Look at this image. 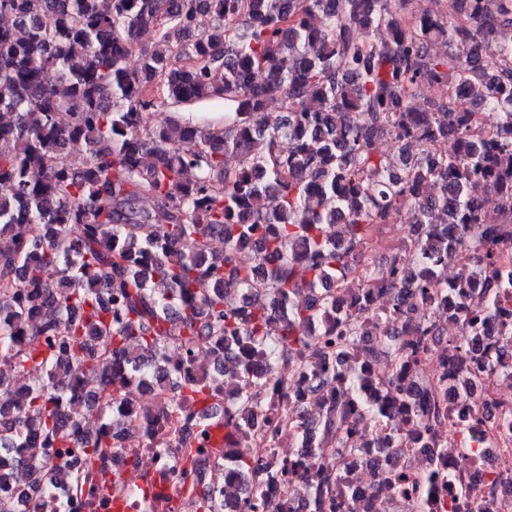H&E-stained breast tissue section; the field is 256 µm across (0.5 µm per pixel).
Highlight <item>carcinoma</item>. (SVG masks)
Here are the masks:
<instances>
[{
    "label": "carcinoma",
    "mask_w": 512,
    "mask_h": 512,
    "mask_svg": "<svg viewBox=\"0 0 512 512\" xmlns=\"http://www.w3.org/2000/svg\"><path fill=\"white\" fill-rule=\"evenodd\" d=\"M438 0H0V512H33L81 478L46 449L74 445L96 462L112 447L113 404L165 371L184 404L168 409L203 426L223 413L224 370L250 383L244 344L271 364L311 348L306 325L336 324L323 355L340 359L368 308L336 314L328 292L352 273L373 230L412 206L408 259L369 270L391 291V311L448 295V310L480 336L512 296V0H462L445 19ZM384 30L374 40L367 34ZM157 48L132 69L134 39ZM445 44L450 52L432 50ZM444 96L423 111L424 84ZM482 103L495 127H473ZM220 100L224 128L157 109ZM281 112L269 121V103ZM388 138L397 153L379 149ZM288 140V150L280 141ZM454 141L450 155L424 147ZM87 153L71 164V147ZM239 159L235 169L225 157ZM497 201L487 224L474 183ZM257 254L238 261L243 248ZM472 253L445 272L456 249ZM392 328L399 367L419 361ZM213 345L210 372L164 370L166 351ZM457 358L461 383L496 368ZM372 418L382 404L356 372L336 374ZM342 400L309 430L341 438Z\"/></svg>",
    "instance_id": "cac0c4a2"
}]
</instances>
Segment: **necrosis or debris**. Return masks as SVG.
<instances>
[{
  "label": "necrosis or debris",
  "mask_w": 512,
  "mask_h": 512,
  "mask_svg": "<svg viewBox=\"0 0 512 512\" xmlns=\"http://www.w3.org/2000/svg\"><path fill=\"white\" fill-rule=\"evenodd\" d=\"M429 319L443 332L426 337L415 369L401 371L391 354L371 367L388 400L409 390L413 416L395 408L375 420L356 418L340 441L306 450L305 420L336 401L335 392L316 395L309 387L322 360L286 355L271 368L260 357L258 386L224 378V403L236 408L243 439L216 447L194 419L179 423L177 434L189 444L176 448L160 409L182 396L143 381L135 384L133 409L103 449L96 471L86 472L79 448L54 449V456L86 476L78 488L46 502L44 512H197L207 498L237 512H512V370L478 377L459 391L448 372L455 352L444 332L452 322L446 304L420 302L403 341L414 343L412 328ZM247 392L254 407L240 405ZM432 397L441 408L438 445L425 448L423 411ZM242 460L249 473L239 468ZM327 472L342 487L316 497L312 489Z\"/></svg>",
  "instance_id": "1"
}]
</instances>
